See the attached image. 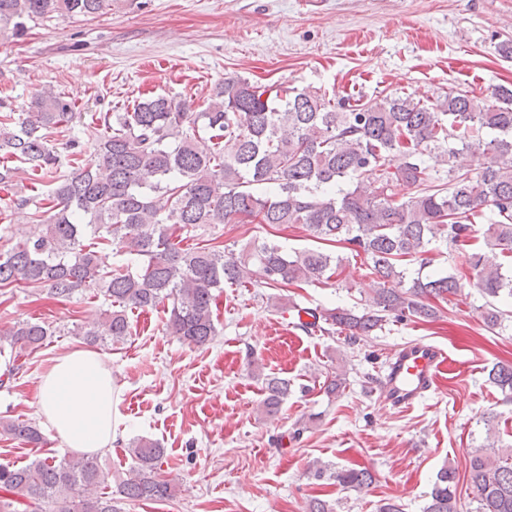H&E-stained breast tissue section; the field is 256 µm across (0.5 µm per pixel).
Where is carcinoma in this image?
Masks as SVG:
<instances>
[{
	"label": "carcinoma",
	"instance_id": "obj_1",
	"mask_svg": "<svg viewBox=\"0 0 512 512\" xmlns=\"http://www.w3.org/2000/svg\"><path fill=\"white\" fill-rule=\"evenodd\" d=\"M112 0H0V33L21 35L26 22L55 16L94 18ZM70 105L44 91L14 118L0 117V151L36 178L56 173L58 155L48 135L71 121ZM97 141L94 162L53 178L47 218L30 196L14 208L35 207L42 229L0 251V288L43 287L57 298L94 291L109 302L101 320L77 328L92 345H114L131 335L127 311L171 304L167 328L203 346L219 331L213 305L225 286L254 288L326 283L349 257H363L372 295L362 311L326 308L300 327L345 334L354 345L386 322L433 321L437 303L462 295L456 273L422 275L443 253L454 267L476 274L472 287L484 299L481 317L495 330L509 314L497 303L512 300V89L487 104L469 91H450L426 104L410 95L378 96L336 110L326 96L302 88L273 89L246 78L216 85L202 105L192 99L144 98L132 111L114 112ZM439 149L446 181L430 184L422 155ZM479 159L474 177L457 156ZM401 157L393 165L395 157ZM398 187L414 188L398 197ZM496 220L477 225L483 209ZM266 225L299 224L315 246L288 251L264 239L239 250L209 243L183 246V231L232 219ZM482 245L472 246V239ZM115 243L125 259L109 262L98 245ZM419 261L413 269L407 260ZM257 268L260 280L251 278ZM50 327L18 321L0 339L21 351L41 347ZM489 379L512 393V364L497 363ZM290 384L266 379L260 414L277 417ZM0 430L34 446L40 430L27 420L0 422ZM127 451L133 467L116 494L130 501H167L177 485L159 472L165 449L135 438ZM307 472L317 481L363 490L374 481L366 466L337 468L318 460ZM475 512H512V450L479 451L469 460ZM97 458L37 457L16 467L0 465V492L52 512H117ZM456 468L442 467L423 512H463Z\"/></svg>",
	"mask_w": 512,
	"mask_h": 512
}]
</instances>
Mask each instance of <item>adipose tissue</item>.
Listing matches in <instances>:
<instances>
[{
    "instance_id": "ef3b65f1",
    "label": "adipose tissue",
    "mask_w": 512,
    "mask_h": 512,
    "mask_svg": "<svg viewBox=\"0 0 512 512\" xmlns=\"http://www.w3.org/2000/svg\"><path fill=\"white\" fill-rule=\"evenodd\" d=\"M39 404L68 448L94 454L110 445L118 412L112 404V373L98 353L76 350L56 358L41 382Z\"/></svg>"
}]
</instances>
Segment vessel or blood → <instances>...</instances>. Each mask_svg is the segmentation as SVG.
Masks as SVG:
<instances>
[{"instance_id": "obj_1", "label": "vessel or blood", "mask_w": 512, "mask_h": 512, "mask_svg": "<svg viewBox=\"0 0 512 512\" xmlns=\"http://www.w3.org/2000/svg\"><path fill=\"white\" fill-rule=\"evenodd\" d=\"M449 365L447 353L436 345L412 343L398 347L380 379L385 404L408 410L438 384Z\"/></svg>"}]
</instances>
